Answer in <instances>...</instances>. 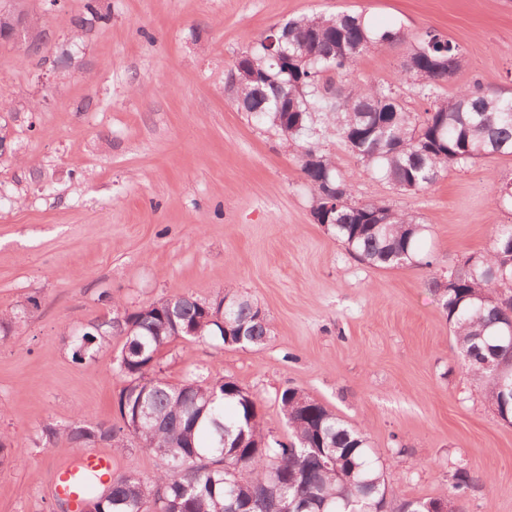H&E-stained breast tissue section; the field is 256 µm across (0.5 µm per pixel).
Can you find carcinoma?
Instances as JSON below:
<instances>
[{
  "instance_id": "carcinoma-1",
  "label": "carcinoma",
  "mask_w": 512,
  "mask_h": 512,
  "mask_svg": "<svg viewBox=\"0 0 512 512\" xmlns=\"http://www.w3.org/2000/svg\"><path fill=\"white\" fill-rule=\"evenodd\" d=\"M289 53L306 56L278 63L268 33L246 52L245 62L257 69L260 83L239 90L248 112L286 137L300 143V170L312 194L324 181L351 199V184L331 156L318 146L315 117L323 114L340 133L372 129L369 137L348 146L351 154L399 190L422 191L451 167L495 155L512 156V96L492 93L475 83L450 97L434 94L435 87L452 77L460 64L457 44L433 31L416 37L412 65L395 81H362L346 97L352 107L326 99L320 82L333 87L365 51L404 40V33L375 29L359 13L311 15L288 20ZM445 54L454 61L448 74L434 71L433 59ZM288 83L293 97L288 106L303 113L299 132H290L286 108L279 106L274 82ZM411 83L430 99L425 111L409 112L401 103L400 86ZM362 216L343 205L332 214L329 226L353 257L377 268L403 265L430 266L418 247L425 226L390 205L365 202ZM512 224L494 227L490 248L474 264H459L448 273L454 286L440 277L429 288L446 313L461 368L479 375L487 397L502 416L512 418V395L485 375L484 360L496 355L507 365L512 360L499 330L509 319L508 308L497 295L512 292ZM505 270L508 280L497 276ZM122 321H117V318ZM244 333L243 348H258L271 335L269 316L258 317V305L231 292L229 302H201L162 298L133 308L113 302L112 317L80 336L70 334L75 361L93 360L111 347L112 337L123 343L115 356L122 380L118 410L133 418L137 406L151 415V424L138 442L118 425H66L42 431L50 445L60 438L81 446L97 436L115 449L134 444L155 454L163 468L150 477L136 471L114 472L108 487L94 483L85 494L94 512H347L349 502L380 503L383 512H405L408 500L388 484L370 453L364 431L339 418L318 400L300 412L295 397L299 387H286L277 400L288 429L287 440L265 430L256 395L231 379L207 381L187 376L172 383L163 375L160 354L177 340L223 344Z\"/></svg>"
}]
</instances>
